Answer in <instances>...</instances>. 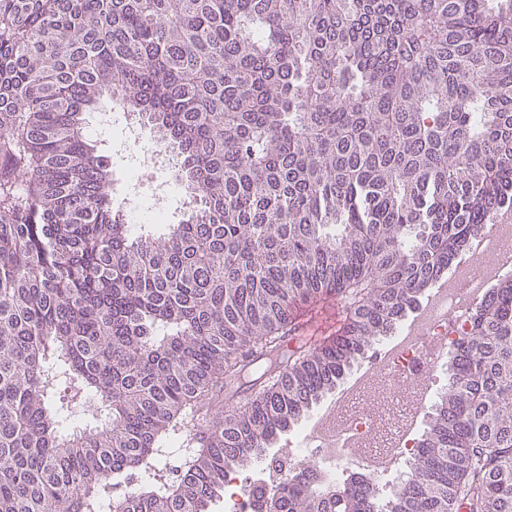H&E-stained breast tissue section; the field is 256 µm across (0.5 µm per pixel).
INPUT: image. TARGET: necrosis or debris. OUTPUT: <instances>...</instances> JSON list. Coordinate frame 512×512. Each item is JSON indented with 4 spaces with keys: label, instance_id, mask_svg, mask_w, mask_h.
<instances>
[{
    "label": "necrosis or debris",
    "instance_id": "1",
    "mask_svg": "<svg viewBox=\"0 0 512 512\" xmlns=\"http://www.w3.org/2000/svg\"><path fill=\"white\" fill-rule=\"evenodd\" d=\"M119 121L124 124L121 153L137 155L140 166L148 169L171 168L172 157L163 148H145L144 125L122 120L115 111L98 115L103 127ZM141 187L130 177L123 190L112 193L113 205L127 223H171L168 181L153 182L146 194ZM486 239L475 259L453 267L447 284L419 308L408 330L381 342L382 357L363 364L358 384L340 386L334 407L309 416L276 456L259 459L246 473L227 472L225 512H258L256 490L274 492L292 471L308 465L322 481L335 483L367 464L384 496L404 482L417 452V427L428 424L431 401L438 398L448 372L446 350L468 332L469 311L481 288L490 280L512 276V271L498 267L502 253L512 252V224L493 225Z\"/></svg>",
    "mask_w": 512,
    "mask_h": 512
}]
</instances>
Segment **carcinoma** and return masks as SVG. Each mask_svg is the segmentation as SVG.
<instances>
[{"mask_svg":"<svg viewBox=\"0 0 512 512\" xmlns=\"http://www.w3.org/2000/svg\"><path fill=\"white\" fill-rule=\"evenodd\" d=\"M107 97L201 209L125 222ZM507 205L512 0H0V512H209ZM331 299L337 337L290 346ZM452 353L380 509L306 470L279 512H512L511 280Z\"/></svg>","mask_w":512,"mask_h":512,"instance_id":"cac0c4a2","label":"carcinoma"}]
</instances>
